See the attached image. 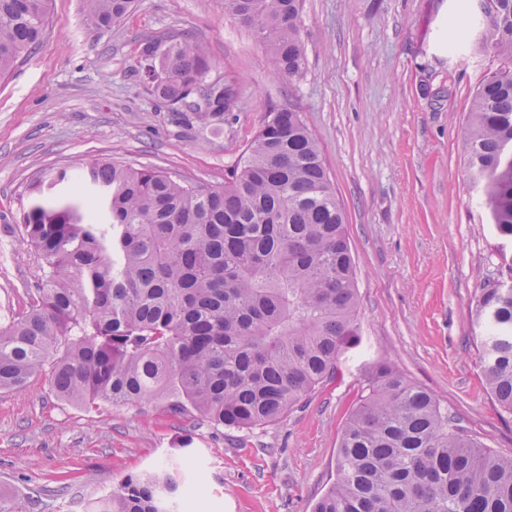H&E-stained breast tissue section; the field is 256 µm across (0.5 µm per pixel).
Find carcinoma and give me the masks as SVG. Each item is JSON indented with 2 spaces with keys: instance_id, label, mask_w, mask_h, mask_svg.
I'll use <instances>...</instances> for the list:
<instances>
[{
  "instance_id": "obj_1",
  "label": "carcinoma",
  "mask_w": 512,
  "mask_h": 512,
  "mask_svg": "<svg viewBox=\"0 0 512 512\" xmlns=\"http://www.w3.org/2000/svg\"><path fill=\"white\" fill-rule=\"evenodd\" d=\"M135 0H85L84 24L108 30ZM302 0H224L265 47L271 71L306 69ZM49 0H0V75L42 40ZM503 66L477 86L464 139L469 179L501 240V281L475 309L490 395L512 416V0H480L460 41ZM147 92L220 123L235 92L188 37L142 44ZM26 237L42 260L39 298L0 325V390L46 373L61 400L164 404L172 416L250 430L284 417L333 381L359 343L356 264L318 141L299 112H267L224 185L150 166L87 162L28 185ZM341 431L336 479L314 512H512V455L480 444L464 419L388 360ZM168 471L128 475L95 512H169Z\"/></svg>"
}]
</instances>
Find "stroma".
<instances>
[{"label": "stroma", "mask_w": 512, "mask_h": 512, "mask_svg": "<svg viewBox=\"0 0 512 512\" xmlns=\"http://www.w3.org/2000/svg\"><path fill=\"white\" fill-rule=\"evenodd\" d=\"M462 0H302L307 65L274 76L256 33L224 0H138L104 31L84 0H51L39 46L0 77V322L36 297L40 259L21 231L27 185L49 169L116 160L213 186L264 112L290 107L317 139L345 214L360 293V354L276 424L250 431L174 417L156 403L85 408L47 374L0 392V512H89L130 474L178 465L211 512H313L333 483L362 361L393 362L512 455V417L485 389L472 315L499 279V240L472 188L463 132L490 52L457 50ZM185 34L236 101L219 127L178 122L136 72L149 40Z\"/></svg>", "instance_id": "obj_1"}]
</instances>
